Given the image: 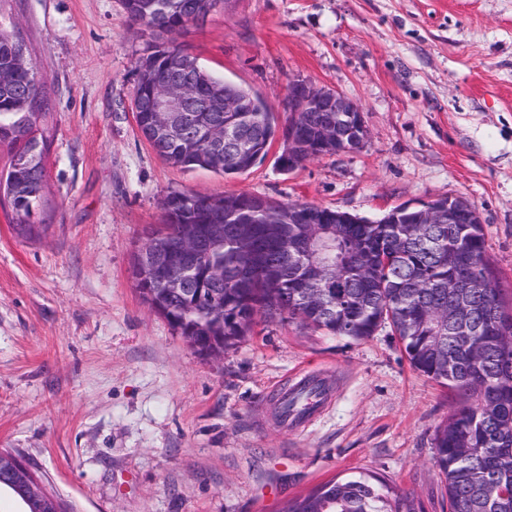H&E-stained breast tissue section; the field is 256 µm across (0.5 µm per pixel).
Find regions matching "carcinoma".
Instances as JSON below:
<instances>
[{
	"instance_id": "1",
	"label": "carcinoma",
	"mask_w": 512,
	"mask_h": 512,
	"mask_svg": "<svg viewBox=\"0 0 512 512\" xmlns=\"http://www.w3.org/2000/svg\"><path fill=\"white\" fill-rule=\"evenodd\" d=\"M128 19L144 28L166 30L150 54L137 61L133 100L166 90L177 68L191 70L196 99L239 96L244 112H196L194 124L231 133L229 148L207 145L189 150L156 141L151 149L172 167L201 168L226 178L260 163L277 139L290 142L279 156L285 170L336 153L328 127L334 112H292L278 123L273 107L258 94L212 76L181 48L176 35L196 21L198 0H122ZM21 39L0 29V146L11 153L0 173L3 204L18 231L43 205L50 140L44 119L48 99L35 65L17 54ZM167 238L147 240L155 248L178 244L190 230L224 225V238L196 258L204 287L190 298L156 290L153 310L189 340L215 341L228 348L245 339L256 318L298 319L333 336L364 340L382 328L402 344L410 365L461 396L434 438L435 465L444 478L450 512H512V306L504 304L481 224H338L336 211L309 203H280L248 193L200 194L173 191L161 201ZM316 238L329 251L336 279L325 288H306V258L292 248ZM488 284L477 293L450 287L460 264ZM224 270V283L209 285L210 273ZM470 317L477 328L464 336L448 313ZM283 512H415L407 495L393 497L359 476L330 480L288 502Z\"/></svg>"
}]
</instances>
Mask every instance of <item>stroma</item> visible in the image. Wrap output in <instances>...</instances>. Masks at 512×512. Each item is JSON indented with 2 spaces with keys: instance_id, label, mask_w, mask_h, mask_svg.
<instances>
[{
  "instance_id": "1",
  "label": "stroma",
  "mask_w": 512,
  "mask_h": 512,
  "mask_svg": "<svg viewBox=\"0 0 512 512\" xmlns=\"http://www.w3.org/2000/svg\"><path fill=\"white\" fill-rule=\"evenodd\" d=\"M50 99L38 235L0 210V451L65 512H282L332 479L374 475L448 512L434 436L458 401L389 329L355 341L257 321L198 354L143 300L130 262L171 191L305 202L376 221L448 195L474 203L512 303V0H228L180 33L214 77L289 115L304 80L363 109L355 152L226 178L161 160L132 116L153 36L120 0H0ZM309 368L331 397L283 429L269 392Z\"/></svg>"
}]
</instances>
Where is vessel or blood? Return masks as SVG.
<instances>
[{"label": "vessel or blood", "mask_w": 512, "mask_h": 512, "mask_svg": "<svg viewBox=\"0 0 512 512\" xmlns=\"http://www.w3.org/2000/svg\"><path fill=\"white\" fill-rule=\"evenodd\" d=\"M275 396L287 411L283 420L288 427L301 428L320 414L327 402L326 389L320 379L307 371L293 374L285 386L276 388Z\"/></svg>", "instance_id": "1"}]
</instances>
